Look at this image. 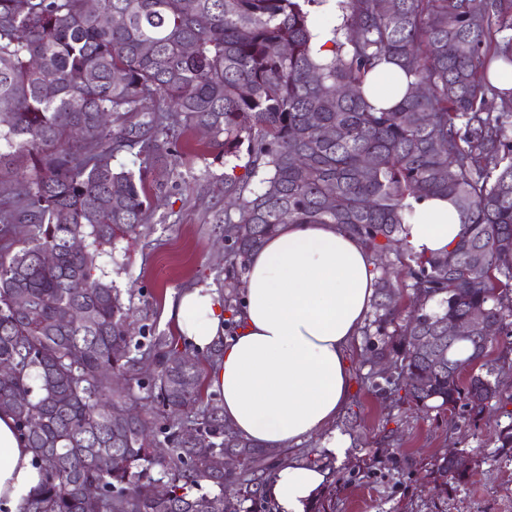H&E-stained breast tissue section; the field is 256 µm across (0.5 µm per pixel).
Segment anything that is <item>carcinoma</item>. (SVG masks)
<instances>
[{
	"instance_id": "1",
	"label": "carcinoma",
	"mask_w": 512,
	"mask_h": 512,
	"mask_svg": "<svg viewBox=\"0 0 512 512\" xmlns=\"http://www.w3.org/2000/svg\"><path fill=\"white\" fill-rule=\"evenodd\" d=\"M193 2L100 0L95 13L85 0H0V168L15 175L0 236L24 225L0 252V363L12 369L0 409L44 472L18 512H92L90 486L98 512L270 508L281 454L237 434L202 391L199 360L214 365L220 349L134 340L131 308L96 274L105 247L151 218L145 171L113 161L172 155L193 129L226 158L247 144L244 174L225 176L230 201L214 216L227 243V326L245 260L280 225L335 224L381 255L404 239L411 201L443 196L459 211V239L435 255L407 245L379 267L362 333L394 371L371 372L367 389L477 417L512 370L485 361L512 335V108H486L489 95L512 100L496 83L512 67V0H338L325 51L314 11L326 0ZM391 62L413 82L396 107L376 109L363 86ZM45 251L55 264L39 260ZM473 318L493 334L444 337ZM419 336L433 337L430 349ZM138 391L153 406L121 417ZM507 417L495 440L506 455ZM223 452L242 458L238 470L214 467Z\"/></svg>"
}]
</instances>
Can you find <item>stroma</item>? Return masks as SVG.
<instances>
[{
  "label": "stroma",
  "mask_w": 512,
  "mask_h": 512,
  "mask_svg": "<svg viewBox=\"0 0 512 512\" xmlns=\"http://www.w3.org/2000/svg\"><path fill=\"white\" fill-rule=\"evenodd\" d=\"M230 171L199 130L188 134L175 168L158 163L149 170L151 221L137 238L116 241L102 260L108 279L133 308L135 332L175 336L166 318L168 299L193 286L224 287V236L213 217L224 209ZM347 354L352 391L332 425L347 441V455L327 456L319 435L297 446L299 456L314 452L332 471L336 490L320 495L315 512H512V457L493 445L507 422L498 402L464 423L447 412L425 415L367 391L365 336L355 335ZM450 451L460 453L466 473L446 481L434 462Z\"/></svg>",
  "instance_id": "35a3bbf8"
}]
</instances>
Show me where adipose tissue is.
Masks as SVG:
<instances>
[{
    "label": "adipose tissue",
    "mask_w": 512,
    "mask_h": 512,
    "mask_svg": "<svg viewBox=\"0 0 512 512\" xmlns=\"http://www.w3.org/2000/svg\"><path fill=\"white\" fill-rule=\"evenodd\" d=\"M409 84L387 64L363 92L392 108ZM406 230L413 250L430 255L446 251L462 226L451 200L430 197L414 203ZM372 269L370 252L337 225L284 224L247 259L234 338L224 337L217 289L200 285L170 300L167 316L182 341L200 352L222 345L209 384L236 432L278 450L322 433L327 453L345 457L346 441L327 429L349 400L347 347L370 310ZM43 481L13 415L0 410V512H17ZM328 482V470L294 457L276 469L268 495L278 512H308Z\"/></svg>",
    "instance_id": "adipose-tissue-1"
}]
</instances>
